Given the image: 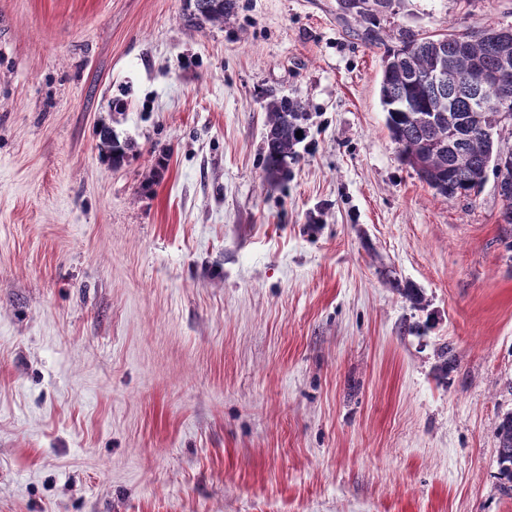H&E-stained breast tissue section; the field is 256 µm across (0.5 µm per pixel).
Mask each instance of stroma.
<instances>
[{
    "label": "stroma",
    "instance_id": "35a3bbf8",
    "mask_svg": "<svg viewBox=\"0 0 512 512\" xmlns=\"http://www.w3.org/2000/svg\"><path fill=\"white\" fill-rule=\"evenodd\" d=\"M184 11L0 0V512H512V224L495 176L429 189L379 98L400 31L512 0H391L381 46L339 0ZM282 96L307 137L272 184ZM193 1L192 8H186L189 22L202 25L203 23H223L224 17L231 15L236 7L235 0H189ZM294 98L281 97L268 104V131L264 139L263 162L268 180L283 183L288 179L290 164L299 161L297 151L304 134L306 112ZM302 130V137L296 132ZM101 142L105 148V153L112 161V166L118 168L125 161L128 151L131 150V143L121 141L109 126H102L99 130ZM496 437L501 474L509 482H512V413H508L503 417L497 428Z\"/></svg>",
    "mask_w": 512,
    "mask_h": 512
}]
</instances>
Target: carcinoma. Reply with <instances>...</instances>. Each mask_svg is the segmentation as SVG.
I'll use <instances>...</instances> for the list:
<instances>
[{"instance_id":"carcinoma-1","label":"carcinoma","mask_w":512,"mask_h":512,"mask_svg":"<svg viewBox=\"0 0 512 512\" xmlns=\"http://www.w3.org/2000/svg\"><path fill=\"white\" fill-rule=\"evenodd\" d=\"M348 13L364 25L362 38L376 46L384 43L376 19L390 7V0H350ZM236 7V0H193L188 21L198 25L222 23ZM437 68L446 82L421 80ZM512 79V27L491 36L483 29L456 30L435 35L404 32L399 44L386 50L380 82V101L386 125L400 156L419 178L448 199L476 196L488 172L512 184V146L481 131L496 121L495 112H476L472 96L495 102L501 92L498 75ZM306 113L289 97L268 104V131L263 162L268 180L283 183L290 164L299 161ZM105 153L118 168L131 143L120 140L109 126L99 130ZM501 474L512 482V413L505 415L497 433Z\"/></svg>"}]
</instances>
